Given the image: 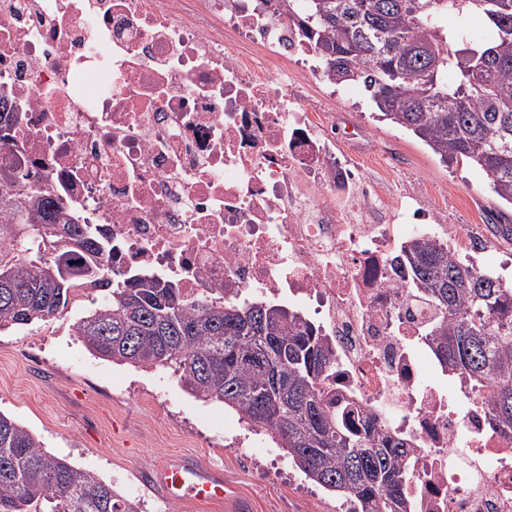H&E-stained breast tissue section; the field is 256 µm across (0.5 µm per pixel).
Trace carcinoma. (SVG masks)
Listing matches in <instances>:
<instances>
[{
	"mask_svg": "<svg viewBox=\"0 0 512 512\" xmlns=\"http://www.w3.org/2000/svg\"><path fill=\"white\" fill-rule=\"evenodd\" d=\"M337 85L370 93L382 119L443 162L479 167L512 205V0H276ZM453 26H448V19ZM0 328L48 321L85 284L103 302L74 324L94 356L172 367L184 390L220 402L286 451L347 512H411L407 442L361 434L318 384L331 369L315 327L286 307L187 302L147 274L117 280L112 246L78 222L40 173L0 162ZM436 312L430 335L449 372L492 389L488 423L512 432V285L415 238L397 255ZM0 512H142L96 473L43 449L0 413Z\"/></svg>",
	"mask_w": 512,
	"mask_h": 512,
	"instance_id": "1",
	"label": "carcinoma"
}]
</instances>
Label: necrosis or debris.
<instances>
[{
    "label": "necrosis or debris",
    "instance_id": "obj_1",
    "mask_svg": "<svg viewBox=\"0 0 512 512\" xmlns=\"http://www.w3.org/2000/svg\"><path fill=\"white\" fill-rule=\"evenodd\" d=\"M313 54L258 0H0V107L19 117L0 159L111 240L114 274L316 323L322 391L412 448L415 512H512V433L487 427L488 394L445 383L395 262L439 226L337 156L294 93L324 78Z\"/></svg>",
    "mask_w": 512,
    "mask_h": 512
}]
</instances>
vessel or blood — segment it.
Returning <instances> with one entry per match:
<instances>
[{"label":"vessel or blood","mask_w":512,"mask_h":512,"mask_svg":"<svg viewBox=\"0 0 512 512\" xmlns=\"http://www.w3.org/2000/svg\"><path fill=\"white\" fill-rule=\"evenodd\" d=\"M150 478L162 497L170 501H237V489L225 482L223 471L202 461L175 457L155 468Z\"/></svg>","instance_id":"b4317fda"}]
</instances>
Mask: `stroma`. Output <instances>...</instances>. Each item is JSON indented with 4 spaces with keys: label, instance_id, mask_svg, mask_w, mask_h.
I'll return each instance as SVG.
<instances>
[{
    "label": "stroma",
    "instance_id": "1",
    "mask_svg": "<svg viewBox=\"0 0 512 512\" xmlns=\"http://www.w3.org/2000/svg\"><path fill=\"white\" fill-rule=\"evenodd\" d=\"M299 100L322 112L344 155L392 201L435 214L449 237L480 244L488 267L512 266V240L492 231L512 206L494 197L485 174L460 161L443 163L411 132L379 118L362 86L329 90L305 81ZM92 306L76 299L63 315L0 329V413L34 433L45 449L95 471L144 512H236L213 501L170 503L148 481L171 456L190 455L220 467L249 504L248 512H341L335 495L293 468L271 439L248 429L235 411L187 394L172 369L136 368L91 355L73 325Z\"/></svg>",
    "mask_w": 512,
    "mask_h": 512
}]
</instances>
